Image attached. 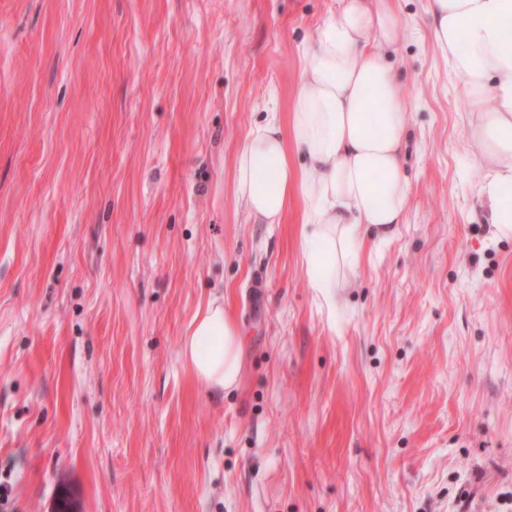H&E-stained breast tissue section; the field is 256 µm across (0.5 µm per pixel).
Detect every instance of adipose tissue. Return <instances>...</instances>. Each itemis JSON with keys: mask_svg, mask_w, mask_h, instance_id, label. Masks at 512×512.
Instances as JSON below:
<instances>
[{"mask_svg": "<svg viewBox=\"0 0 512 512\" xmlns=\"http://www.w3.org/2000/svg\"><path fill=\"white\" fill-rule=\"evenodd\" d=\"M428 13L437 47L463 82L473 161L489 171L479 190L487 221L510 236L512 0H428ZM399 25L396 0H340L306 50L288 124L258 125L235 157V197L261 223H279L289 198L302 196V262L331 304L362 245L392 236L405 218L402 151L412 101L385 55ZM294 151L301 167L290 161ZM241 347L236 322L213 299L191 321L180 356L222 393L239 384Z\"/></svg>", "mask_w": 512, "mask_h": 512, "instance_id": "ef3b65f1", "label": "adipose tissue"}]
</instances>
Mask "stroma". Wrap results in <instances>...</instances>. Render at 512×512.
Returning <instances> with one entry per match:
<instances>
[{"label": "stroma", "instance_id": "35a3bbf8", "mask_svg": "<svg viewBox=\"0 0 512 512\" xmlns=\"http://www.w3.org/2000/svg\"><path fill=\"white\" fill-rule=\"evenodd\" d=\"M426 6L388 53L405 222L333 306L301 198L254 221L233 160L337 0H0V512H512V238ZM214 298L221 394L180 357ZM242 338L224 303L211 299L191 321L180 356L195 377L215 393L231 391L242 370Z\"/></svg>", "mask_w": 512, "mask_h": 512}]
</instances>
